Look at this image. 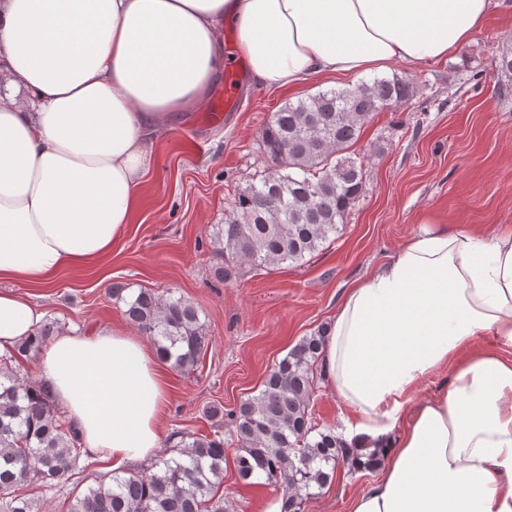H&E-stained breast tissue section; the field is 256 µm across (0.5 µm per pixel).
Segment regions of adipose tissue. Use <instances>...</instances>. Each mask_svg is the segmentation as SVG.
<instances>
[{
	"instance_id": "adipose-tissue-1",
	"label": "adipose tissue",
	"mask_w": 512,
	"mask_h": 512,
	"mask_svg": "<svg viewBox=\"0 0 512 512\" xmlns=\"http://www.w3.org/2000/svg\"><path fill=\"white\" fill-rule=\"evenodd\" d=\"M492 0H0V280L47 284L105 256L150 167L149 136L204 104L233 30L253 82L419 67L481 30ZM43 311L0 290V354ZM512 231L423 229L346 289L325 334L342 440L384 449L350 512H512ZM87 451L114 467L160 444L167 381L115 329L36 355ZM438 394L412 404L433 376Z\"/></svg>"
}]
</instances>
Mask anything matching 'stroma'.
<instances>
[{
	"instance_id": "obj_1",
	"label": "stroma",
	"mask_w": 512,
	"mask_h": 512,
	"mask_svg": "<svg viewBox=\"0 0 512 512\" xmlns=\"http://www.w3.org/2000/svg\"><path fill=\"white\" fill-rule=\"evenodd\" d=\"M512 50V0H493L484 28L448 59L417 68L394 66L414 94L402 107L373 115L353 146L365 190L335 240L299 266L285 264L220 281L211 234L239 189L266 173L259 135L273 112L356 79L312 77L288 92L251 84L240 72L235 110L216 79L201 109L152 141L151 165L132 224L109 256L66 268L46 288L26 294L62 331L135 326L112 287L181 297L199 311L207 336L204 367L168 368L169 405L161 451L182 434H229L228 413L258 394L268 371L303 337L324 331L346 288L390 261L422 222L490 234L512 229V96L498 92L496 58ZM481 81H474V73ZM309 410L318 429L341 431L350 411L315 377ZM228 446L219 493L228 512H270L284 486H247ZM379 477L339 465L336 479L303 502L302 512H349L351 500Z\"/></svg>"
}]
</instances>
